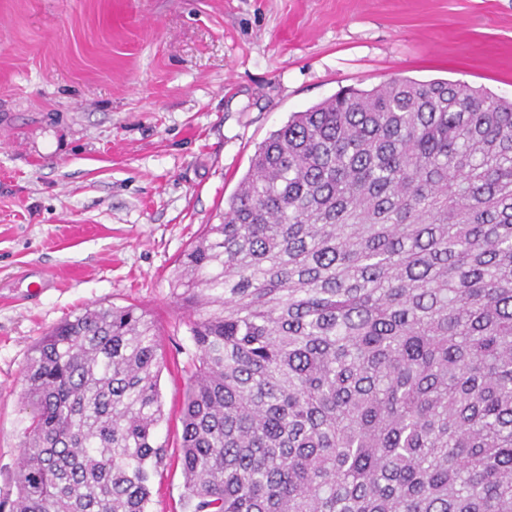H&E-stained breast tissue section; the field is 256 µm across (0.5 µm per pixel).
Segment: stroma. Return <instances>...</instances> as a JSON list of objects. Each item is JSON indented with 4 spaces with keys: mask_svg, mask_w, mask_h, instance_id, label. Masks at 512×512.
Returning <instances> with one entry per match:
<instances>
[{
    "mask_svg": "<svg viewBox=\"0 0 512 512\" xmlns=\"http://www.w3.org/2000/svg\"><path fill=\"white\" fill-rule=\"evenodd\" d=\"M0 0V501L16 496L40 336L137 305L174 364L156 436L181 448L196 354L170 280L291 113L393 77L512 101V0ZM180 469L150 512H187Z\"/></svg>",
    "mask_w": 512,
    "mask_h": 512,
    "instance_id": "35a3bbf8",
    "label": "stroma"
}]
</instances>
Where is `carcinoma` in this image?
Returning a JSON list of instances; mask_svg holds the SVG:
<instances>
[{
    "instance_id": "cac0c4a2",
    "label": "carcinoma",
    "mask_w": 512,
    "mask_h": 512,
    "mask_svg": "<svg viewBox=\"0 0 512 512\" xmlns=\"http://www.w3.org/2000/svg\"><path fill=\"white\" fill-rule=\"evenodd\" d=\"M171 288L191 512H512V102L398 77L292 113ZM167 365L136 305L46 332L3 508L150 512Z\"/></svg>"
}]
</instances>
